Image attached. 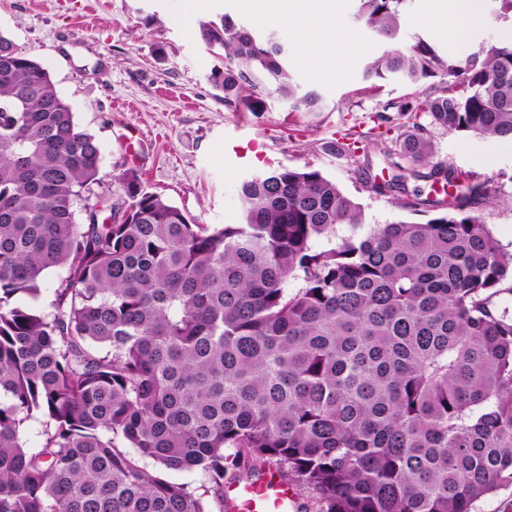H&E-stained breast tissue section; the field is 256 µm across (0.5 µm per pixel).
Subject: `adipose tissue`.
<instances>
[{
    "label": "adipose tissue",
    "mask_w": 512,
    "mask_h": 512,
    "mask_svg": "<svg viewBox=\"0 0 512 512\" xmlns=\"http://www.w3.org/2000/svg\"><path fill=\"white\" fill-rule=\"evenodd\" d=\"M252 13L266 24H285L302 37L315 60H332L336 46L335 0H248ZM483 19L480 0H439L425 23L454 42H464Z\"/></svg>",
    "instance_id": "1"
}]
</instances>
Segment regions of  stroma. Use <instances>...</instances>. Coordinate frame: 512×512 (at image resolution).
Returning a JSON list of instances; mask_svg holds the SVG:
<instances>
[{
    "label": "stroma",
    "mask_w": 512,
    "mask_h": 512,
    "mask_svg": "<svg viewBox=\"0 0 512 512\" xmlns=\"http://www.w3.org/2000/svg\"><path fill=\"white\" fill-rule=\"evenodd\" d=\"M245 0H202L190 18L174 20L177 0H0V31L49 72L79 125L101 147V183L93 193L121 195L122 174L137 170L148 191L160 194L201 224L241 221L239 188L250 174L281 166L310 167L332 179L361 206L365 224L427 218L412 210L416 198H441L443 185L411 178L404 191L380 195L370 177L381 174L394 153L396 123L377 121L390 102H418L432 79L408 84L395 78L369 85L365 64L387 50L358 16L359 0H339L338 37L362 46L344 58L342 78L305 57L291 28L257 22ZM430 0H405L397 46L424 40L439 54L466 59L512 37V22L500 17V0H482L484 20L464 46L437 37L423 22ZM230 15L252 32L276 33L299 92L320 94V109L292 108L277 94L262 112L225 105L209 80L223 56L200 38L202 22ZM355 155L338 153L347 139ZM433 160L486 183L488 202L477 212L500 250L512 254V141L431 130Z\"/></svg>",
    "instance_id": "obj_1"
}]
</instances>
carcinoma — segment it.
Listing matches in <instances>:
<instances>
[{"mask_svg":"<svg viewBox=\"0 0 512 512\" xmlns=\"http://www.w3.org/2000/svg\"><path fill=\"white\" fill-rule=\"evenodd\" d=\"M403 2L360 13L392 43ZM200 32L224 50L225 104L261 112L272 84L315 111L280 44L228 17ZM389 75L447 78L400 108L413 164L430 125L512 140V44L460 61L420 39L367 64ZM100 172L98 141L0 32V512H224L227 468L253 480L251 458L316 512H474L512 488V321L494 306L512 257L475 211L485 184L413 170L459 193L421 201L424 223L366 228L336 182L285 167L242 182L241 223L198 224L133 169L119 199L84 203ZM56 270L51 310L18 300ZM195 468L200 493L161 475Z\"/></svg>","mask_w":512,"mask_h":512,"instance_id":"1","label":"carcinoma"}]
</instances>
